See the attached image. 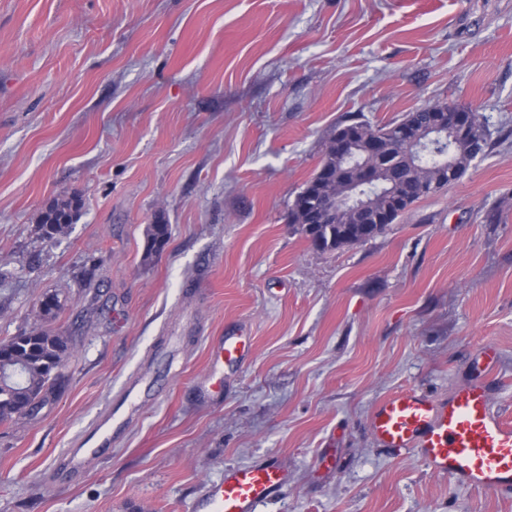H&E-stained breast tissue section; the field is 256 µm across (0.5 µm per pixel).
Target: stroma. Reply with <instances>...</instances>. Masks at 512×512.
<instances>
[{
	"mask_svg": "<svg viewBox=\"0 0 512 512\" xmlns=\"http://www.w3.org/2000/svg\"><path fill=\"white\" fill-rule=\"evenodd\" d=\"M438 101L490 132L460 180L359 244L295 231L339 124ZM72 195L78 220L44 239ZM42 325L70 338L65 382L0 425V512H187L267 459L288 484L262 512H512L370 430L395 391L479 377L487 345L512 421V0H0V339ZM239 332L249 357L212 371ZM144 371L162 401L83 451ZM81 206L77 197L49 206L42 214L40 224L43 237L51 240L64 235L76 220ZM170 234V225L162 220L149 224L146 229V257L149 258L159 254L168 244Z\"/></svg>",
	"mask_w": 512,
	"mask_h": 512,
	"instance_id": "35a3bbf8",
	"label": "stroma"
}]
</instances>
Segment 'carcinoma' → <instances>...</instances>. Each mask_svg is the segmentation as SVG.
Segmentation results:
<instances>
[{
	"label": "carcinoma",
	"mask_w": 512,
	"mask_h": 512,
	"mask_svg": "<svg viewBox=\"0 0 512 512\" xmlns=\"http://www.w3.org/2000/svg\"><path fill=\"white\" fill-rule=\"evenodd\" d=\"M429 111L420 107L398 120L372 123L352 118L376 137L382 150L380 173L384 182L373 192L366 212L375 214L385 209L398 219L417 202L443 190L449 168L462 177L477 152H486L490 133L483 125L463 138L428 139ZM409 123L413 135L424 143L423 149L410 155L400 136L403 123ZM361 155L346 160L336 158L328 147L314 175L296 194L288 211V223L296 227L314 247L321 251L336 250L344 245L372 239L386 230L384 224L359 223L360 211L350 207L357 201L358 191L347 197V188L360 177ZM343 199V206L324 211L314 201ZM81 201L77 197L48 207L42 214L41 230L46 239L65 234L76 220ZM170 225L157 221L146 229V257L159 254L170 239ZM71 349L70 339L43 328H34L0 340V424L20 420L27 407L41 408L51 401L62 384L64 375L58 366Z\"/></svg>",
	"instance_id": "1"
}]
</instances>
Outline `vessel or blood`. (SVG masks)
I'll return each instance as SVG.
<instances>
[{"label": "vessel or blood", "instance_id": "1", "mask_svg": "<svg viewBox=\"0 0 512 512\" xmlns=\"http://www.w3.org/2000/svg\"><path fill=\"white\" fill-rule=\"evenodd\" d=\"M245 349L242 337H225L214 366L238 365ZM141 401L139 383H128L109 410L113 427L121 428ZM370 427L384 447L420 449L434 474L460 486L512 495V424L493 410L484 383L459 388L445 403L413 389L397 391L374 409ZM287 482V470L273 459L232 468L206 487L189 512H260Z\"/></svg>", "mask_w": 512, "mask_h": 512}]
</instances>
